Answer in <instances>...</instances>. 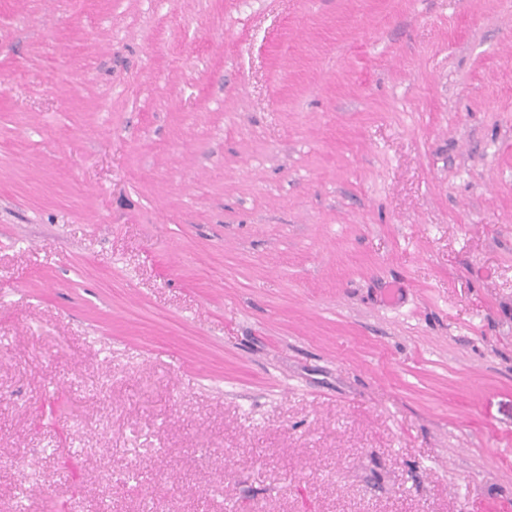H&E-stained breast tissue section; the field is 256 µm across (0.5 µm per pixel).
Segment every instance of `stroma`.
Segmentation results:
<instances>
[{
  "mask_svg": "<svg viewBox=\"0 0 512 512\" xmlns=\"http://www.w3.org/2000/svg\"><path fill=\"white\" fill-rule=\"evenodd\" d=\"M0 512H512V0H0Z\"/></svg>",
  "mask_w": 512,
  "mask_h": 512,
  "instance_id": "obj_1",
  "label": "stroma"
}]
</instances>
